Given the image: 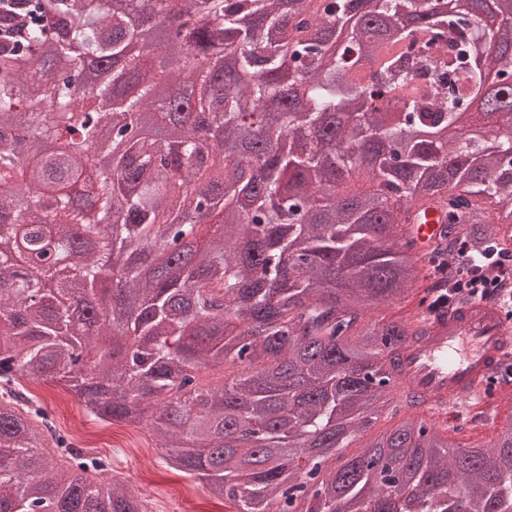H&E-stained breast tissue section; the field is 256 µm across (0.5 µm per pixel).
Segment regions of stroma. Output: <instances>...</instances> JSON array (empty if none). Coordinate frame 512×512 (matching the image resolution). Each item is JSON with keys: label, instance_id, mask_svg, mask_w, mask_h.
<instances>
[{"label": "stroma", "instance_id": "35a3bbf8", "mask_svg": "<svg viewBox=\"0 0 512 512\" xmlns=\"http://www.w3.org/2000/svg\"><path fill=\"white\" fill-rule=\"evenodd\" d=\"M22 384L47 409L58 432L77 447L110 458V477L126 479L148 512H228L224 501L197 480L167 468V451L154 447L146 425L126 427L94 420L61 383L26 377Z\"/></svg>", "mask_w": 512, "mask_h": 512}]
</instances>
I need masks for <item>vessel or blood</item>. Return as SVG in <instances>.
Returning a JSON list of instances; mask_svg holds the SVG:
<instances>
[{
	"label": "vessel or blood",
	"instance_id": "obj_1",
	"mask_svg": "<svg viewBox=\"0 0 512 512\" xmlns=\"http://www.w3.org/2000/svg\"><path fill=\"white\" fill-rule=\"evenodd\" d=\"M441 212L430 208L424 221L411 224L419 252L434 245ZM421 342L401 352L398 387L425 400L427 415L445 420L454 406L463 412L501 419L500 401L512 388L492 385L491 377L512 362V322L492 301L471 302L441 316H429Z\"/></svg>",
	"mask_w": 512,
	"mask_h": 512
}]
</instances>
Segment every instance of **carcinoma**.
I'll return each mask as SVG.
<instances>
[{"label":"carcinoma","mask_w":512,"mask_h":512,"mask_svg":"<svg viewBox=\"0 0 512 512\" xmlns=\"http://www.w3.org/2000/svg\"><path fill=\"white\" fill-rule=\"evenodd\" d=\"M196 0V13L171 38L146 42V20L111 13L105 0H0V182L16 179L9 130L29 128L40 163L0 195V345L25 353L35 377L66 383L100 421L149 424L167 466L204 481L233 512H282L301 489L307 464L322 474L321 512H380L409 487L432 493L419 507L467 512L507 505L512 512V423L487 439L473 432L464 451L416 416L424 399L395 396L402 349L426 333L409 320L367 321L380 305L431 282L420 300L432 314L455 301L448 267L461 241L480 238L512 254V0ZM50 4L69 16L42 68L65 76L47 85L24 66L46 40ZM204 61L183 87L178 64ZM112 64L98 93L133 77L124 102L88 112L71 89L81 66ZM160 85L187 94L195 113L161 112L148 134L116 114L153 105ZM403 104L386 126L372 106ZM474 110L490 123L459 135ZM65 124L74 150L49 151ZM441 125L436 143L413 130ZM177 132L178 140L166 136ZM283 135L295 150L274 153L253 174L245 139ZM100 140L105 164L86 165L81 147ZM370 147L336 158L339 143ZM30 227L16 228L18 198ZM117 199L122 223L91 219ZM436 205L446 222L435 246L415 250L405 226ZM209 210L217 237H195L171 270L151 276L131 265L123 281L134 317L85 320L64 298L90 299L88 286L115 253L148 250L160 261L172 240L194 231L191 213ZM42 259L54 247L79 252L44 285L14 248ZM119 336L142 338L124 357ZM97 360L88 376L79 358ZM239 367L231 380L200 386L201 368ZM0 360V512H148L120 480L95 484L106 458L78 448ZM407 417L344 458L359 433L384 414ZM52 441L55 454L43 447Z\"/></svg>","instance_id":"cac0c4a2"}]
</instances>
